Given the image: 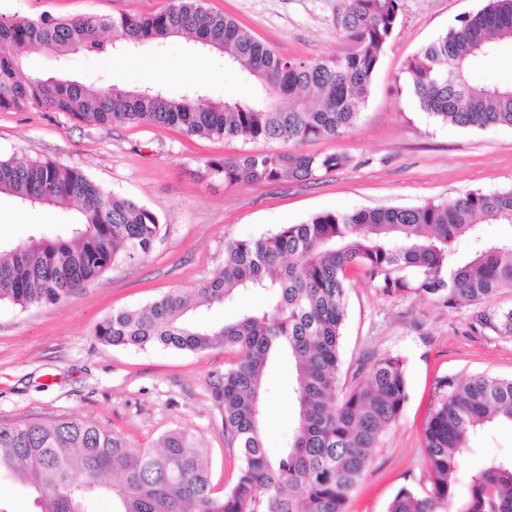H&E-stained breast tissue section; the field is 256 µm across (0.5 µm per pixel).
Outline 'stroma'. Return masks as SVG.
<instances>
[{
    "label": "stroma",
    "instance_id": "stroma-1",
    "mask_svg": "<svg viewBox=\"0 0 512 512\" xmlns=\"http://www.w3.org/2000/svg\"><path fill=\"white\" fill-rule=\"evenodd\" d=\"M341 0H203L205 8L236 19L277 53L314 61L343 47L336 16ZM485 0H402L398 24L372 77L354 128L337 138L302 144L310 154L339 153L346 166L306 181L263 185L226 182L209 164L257 150L261 144L188 136L173 127L125 123L102 127L59 112H0V157L19 153L77 168L113 193L152 210L160 239L142 259L121 264L56 304L22 310L0 304V419L59 415L96 422L132 445H155L185 428L206 448L211 481L223 493L241 464L224 442L222 415L207 391L212 372L233 361L217 346L189 352L160 345L138 348L100 343L94 326L116 309H139L174 289L205 284L224 263V244L276 233L320 212L440 203L460 195L512 188V127L467 129L423 112L404 82L407 61ZM169 0H0V15L29 19L163 11ZM112 48L67 60L33 55L44 75H67L100 87L159 86L173 95L203 89L217 100L249 97L254 87L223 54L175 38L130 51L113 62ZM66 212L0 197V239L20 242L32 225L62 223ZM512 309V287L483 307H448L409 290L387 293L351 274L341 341L340 377L385 355L401 357L409 399L388 427L372 463L351 494L347 512H387L401 487L424 489L428 468L425 421L440 398L437 380L486 374L512 379V335L472 331L477 310ZM287 360L270 363L263 378L264 443L277 457L294 426Z\"/></svg>",
    "mask_w": 512,
    "mask_h": 512
}]
</instances>
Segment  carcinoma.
Listing matches in <instances>:
<instances>
[{"instance_id":"carcinoma-1","label":"carcinoma","mask_w":512,"mask_h":512,"mask_svg":"<svg viewBox=\"0 0 512 512\" xmlns=\"http://www.w3.org/2000/svg\"><path fill=\"white\" fill-rule=\"evenodd\" d=\"M400 0H341L337 26L344 47L317 61L290 59L257 40L202 0H170L150 16L112 19H0V111L62 112L98 125L177 126L188 135L302 144L338 137L355 126L379 58L399 20ZM162 44L185 37L224 52L259 87L245 100L217 102L201 91L173 96L90 87L46 78L26 53L58 59L84 49ZM512 48V0H486L460 27L410 59L404 79L420 108L462 128L512 126V84L477 85L469 70ZM347 164L339 154L257 152L211 164L224 181L248 185L306 181ZM23 205L70 208L61 232L35 229L20 243L0 242V302L22 309L56 305L113 266L149 254L160 233L156 215L106 191L83 171L49 159L0 158V196ZM485 224L512 226V188L472 192L446 203L324 212L250 241H228L224 265L201 288L174 290L140 310L112 312L94 336L112 346L162 344L202 352L216 343L234 360L208 379L222 412L224 440L242 466L222 494L211 485L206 451L191 431L173 429L150 448L86 419H0V476L15 478L32 512H345L384 430L408 400L403 360L386 355L340 387V341L346 281L364 272L387 293L414 290L449 307L477 305L512 286V232L486 239L473 255L455 243ZM412 269L410 282L398 272ZM271 297L233 323L192 320L240 290ZM512 334V310L481 311L474 329ZM294 369L295 427L272 460L263 443L261 380L275 357ZM442 398L424 430L429 487L400 488L387 512H512V461L469 462L481 429L512 425V379L473 375L439 381Z\"/></svg>"}]
</instances>
